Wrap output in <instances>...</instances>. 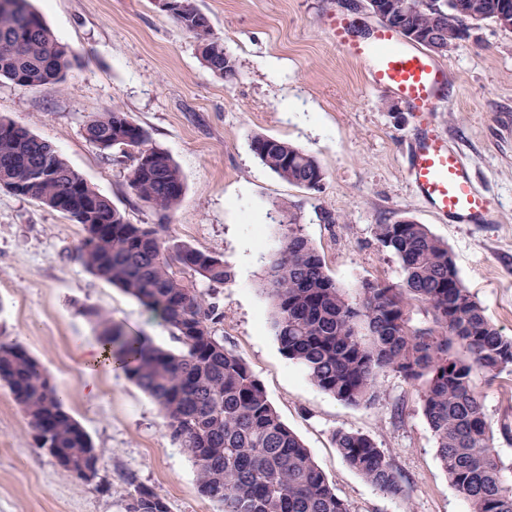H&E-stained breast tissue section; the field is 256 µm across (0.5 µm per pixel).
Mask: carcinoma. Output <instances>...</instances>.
<instances>
[{
  "instance_id": "cac0c4a2",
  "label": "carcinoma",
  "mask_w": 512,
  "mask_h": 512,
  "mask_svg": "<svg viewBox=\"0 0 512 512\" xmlns=\"http://www.w3.org/2000/svg\"><path fill=\"white\" fill-rule=\"evenodd\" d=\"M407 2L410 24L438 27L448 45L469 29L442 2ZM173 19L197 40L201 61L212 73L235 77L223 38L192 0ZM75 62L29 0H0V78L24 87L62 84ZM85 135L103 154L132 160L128 188L168 219L185 193L171 156L149 145L148 133L118 109L89 119ZM252 150L290 184L315 189L325 179L313 155L286 141L258 135ZM0 188L82 225L81 264L170 328L179 343L176 351L148 336L126 335L95 307L84 310L103 350L124 359L127 377L160 408L172 440L196 469L201 494L224 512H351L300 437L281 420L248 364L213 333L219 306L196 291L194 281L225 284L231 273L222 258L167 238L164 224L129 223L51 144L2 118ZM86 198L97 201L96 211H85ZM375 237L397 258L402 278L391 284L364 281L351 294L327 273L298 217L288 216L262 284L280 350L314 386L350 406L375 404L380 398L376 379L386 372L420 383L422 412L442 467L469 512H512V479L493 447L476 385L477 375L491 380L512 366V338L488 319L464 286L448 245L426 225L413 219L378 224ZM417 303L430 317L427 327L413 323ZM0 381L24 411L37 447L66 472L80 478L99 463L90 436L24 348L0 342ZM333 441L344 462L368 483L389 496L403 495L401 474L371 437L339 429ZM126 512H168V507L139 487Z\"/></svg>"
}]
</instances>
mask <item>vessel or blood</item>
<instances>
[{
    "label": "vessel or blood",
    "instance_id": "vessel-or-blood-1",
    "mask_svg": "<svg viewBox=\"0 0 512 512\" xmlns=\"http://www.w3.org/2000/svg\"><path fill=\"white\" fill-rule=\"evenodd\" d=\"M328 27L350 56L371 59L372 88L396 94L419 116L437 111L448 73L426 53L386 27L377 28L365 42L351 40V23L346 18L330 16ZM407 175L416 196L449 223H488L490 204L462 155L427 125H420L413 137Z\"/></svg>",
    "mask_w": 512,
    "mask_h": 512
}]
</instances>
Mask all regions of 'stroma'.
<instances>
[{
    "mask_svg": "<svg viewBox=\"0 0 512 512\" xmlns=\"http://www.w3.org/2000/svg\"><path fill=\"white\" fill-rule=\"evenodd\" d=\"M30 3L77 61L61 85L0 79V117L52 144L130 223L155 224L158 216L127 186L129 162L106 159L84 133L91 116L126 112L181 170L185 195L169 236L223 258L232 273L221 286L194 283L220 306L215 335L249 365L353 512H468L440 465L420 386L382 374L381 397L369 407L319 390L281 353L260 286L280 223L292 214L342 287L399 281L375 227L409 217L447 243L463 284L512 337V30L483 21L438 58L448 85L432 120L494 205L491 223L451 224L406 177L417 117L401 99L371 89L367 64L326 27L339 14L352 27L376 29L368 0H193L236 63L230 80L202 64L195 38L155 0ZM257 135L315 156L326 173L321 188L265 168L251 149ZM84 237L64 214L0 188V342L40 362L100 456L93 480L64 471L37 447L0 383V512H124L138 486L169 512H222L200 493L156 403L125 374L88 371L84 351L97 342L83 314L89 306L156 345L177 343L138 301L84 268L76 258ZM477 385L493 444L512 469V367ZM339 429L368 435L385 451L404 478L402 496L384 494L345 464L332 440Z\"/></svg>",
    "mask_w": 512,
    "mask_h": 512,
    "instance_id": "stroma-1",
    "label": "stroma"
}]
</instances>
